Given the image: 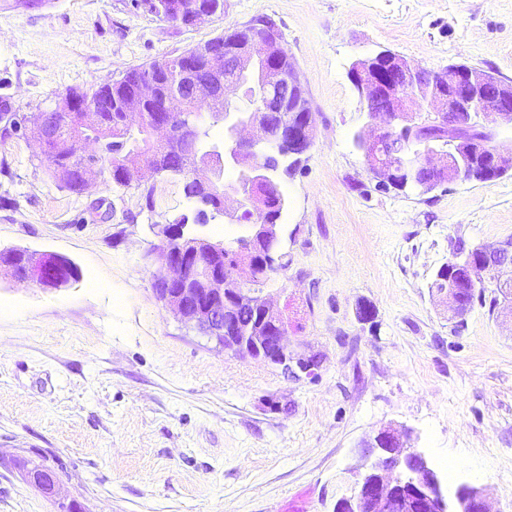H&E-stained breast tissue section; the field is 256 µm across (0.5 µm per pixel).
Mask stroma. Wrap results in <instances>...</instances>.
<instances>
[{"mask_svg":"<svg viewBox=\"0 0 512 512\" xmlns=\"http://www.w3.org/2000/svg\"><path fill=\"white\" fill-rule=\"evenodd\" d=\"M258 17L277 25L316 119L281 179L288 266L261 293L320 368L284 376L157 299L160 227L191 211L180 178L75 195L30 139L0 140V247L80 273L59 290L0 274V512H334L367 471L364 441L390 426L439 472L458 460L449 490L512 512V318L477 305L451 319L430 290L456 241L512 238V172L382 189L351 143L366 114L347 76L388 49L512 82V0H224L193 26L134 0H0V95L30 113ZM24 460L52 471L57 496L25 480Z\"/></svg>","mask_w":512,"mask_h":512,"instance_id":"1","label":"stroma"}]
</instances>
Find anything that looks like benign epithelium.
<instances>
[{
	"mask_svg": "<svg viewBox=\"0 0 512 512\" xmlns=\"http://www.w3.org/2000/svg\"><path fill=\"white\" fill-rule=\"evenodd\" d=\"M211 13L197 0L194 7L176 11V22L196 24L210 17ZM281 36L275 30H255L243 42L213 46L202 64L185 62L167 74L177 92L157 93V83L147 78L132 87L133 98L151 101L155 108L142 112L137 108L126 110L125 125L129 128L144 127L151 140L178 153L191 147L199 165L210 170H223L230 166L240 168L250 163V174H240L234 181L224 182V219L230 224L245 222L242 214L244 198L259 181L268 179L269 168L253 165L258 152L270 141V133L263 116L269 111L271 73L279 69ZM206 77H199V70ZM419 65L398 53L381 49L353 61L348 78L364 104L369 121L366 127L353 135V146L364 152L371 174L380 184L390 181L396 168L416 169L428 167L448 168L452 180H464L468 175V158L475 153L489 151L490 167L502 175L512 171V148L488 146L470 136L476 125L481 127L512 126V83L499 82V91L492 96L486 93L492 81L488 71L469 65L450 64L437 71L426 73L430 91L424 95L434 116L435 126L463 133L456 139L455 152L450 153L431 145L435 133L416 122L408 93L417 85L416 76L423 73ZM377 87L388 97L390 105L383 109H370V93ZM244 90L251 94L249 107L241 111L232 107L230 96ZM218 100L224 104V148L202 152L184 138L177 129L176 113L189 107ZM280 111L293 116L280 126L279 139H293L310 148L313 142L315 117L309 106L294 103V97L281 104ZM62 112L84 114L82 126L99 124L100 108L87 105L75 98L41 111L37 119H23L12 112L0 114V123L14 126L30 135L40 153L52 152L56 139L51 134L46 118ZM406 124L412 136L397 143L395 150L379 163L373 160L382 146V136L396 124ZM186 225L176 224L164 233L159 260L164 273L157 279V298L180 319L193 325L202 335L216 340L234 352L261 359L281 368L287 376H310L320 366V358L301 352L288 342V324L274 301L262 297L259 291L247 286L253 278L258 261L275 269L278 258L270 253L256 255L252 244L256 235L245 238L232 265L204 266L199 245L184 239ZM478 255H457L443 265L442 271L450 275L462 270L466 274V287L477 289L491 284L506 296L512 295V264L509 255L498 244L477 248ZM22 254V269L13 278L21 283L35 282L43 288L67 287L55 275L54 254L36 250H0L1 257L15 260ZM461 287L448 284L442 297L448 301L451 317L460 318L467 312L461 302ZM248 304L257 310L271 325L272 336H250L243 332L234 318L238 306ZM368 457L372 458L370 473L353 496L336 503V512H387L390 502L407 493L412 512H492L487 495L480 489L461 485L455 493L454 504L448 503L442 477L429 464L422 452L414 448L411 434L393 427L378 432L366 441ZM27 479L51 495L57 494V480L53 474L35 467L27 471Z\"/></svg>",
	"mask_w": 512,
	"mask_h": 512,
	"instance_id": "obj_1",
	"label": "benign epithelium"
}]
</instances>
